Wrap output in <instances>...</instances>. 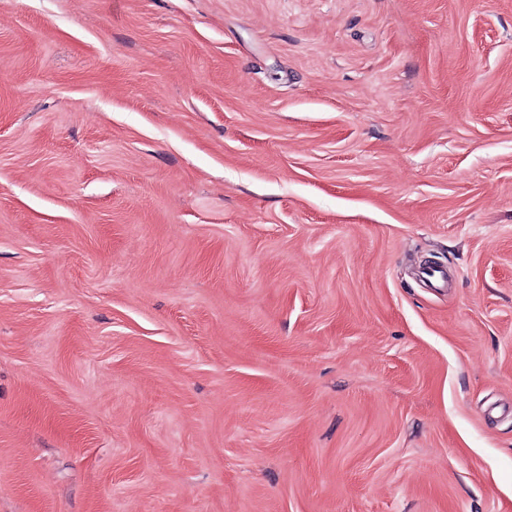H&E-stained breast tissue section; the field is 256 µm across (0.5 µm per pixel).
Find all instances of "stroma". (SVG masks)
<instances>
[{
	"label": "stroma",
	"instance_id": "35a3bbf8",
	"mask_svg": "<svg viewBox=\"0 0 512 512\" xmlns=\"http://www.w3.org/2000/svg\"><path fill=\"white\" fill-rule=\"evenodd\" d=\"M0 512H512V0H0Z\"/></svg>",
	"mask_w": 512,
	"mask_h": 512
}]
</instances>
